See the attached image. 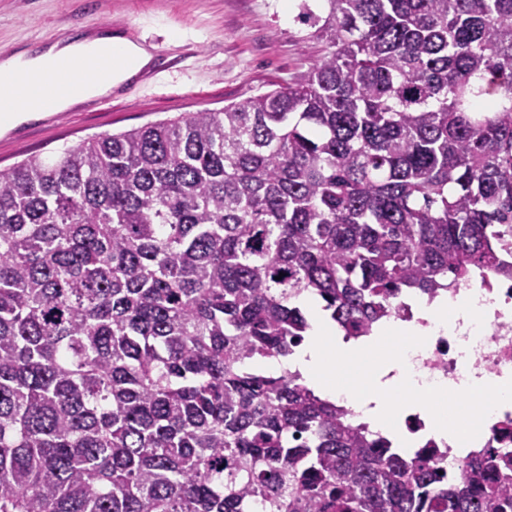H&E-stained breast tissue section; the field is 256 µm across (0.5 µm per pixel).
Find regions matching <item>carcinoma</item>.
<instances>
[{"mask_svg":"<svg viewBox=\"0 0 512 512\" xmlns=\"http://www.w3.org/2000/svg\"><path fill=\"white\" fill-rule=\"evenodd\" d=\"M299 82L0 171V512H512L260 360L512 280V0H327Z\"/></svg>","mask_w":512,"mask_h":512,"instance_id":"obj_1","label":"carcinoma"}]
</instances>
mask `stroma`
Instances as JSON below:
<instances>
[{
	"label": "stroma",
	"mask_w": 512,
	"mask_h": 512,
	"mask_svg": "<svg viewBox=\"0 0 512 512\" xmlns=\"http://www.w3.org/2000/svg\"><path fill=\"white\" fill-rule=\"evenodd\" d=\"M326 12L325 0H0V51L50 42L57 31L86 35L108 24L154 45L156 63L122 85L110 104L94 101L0 134V171L28 156L64 148L186 112L223 110L303 78L324 40L297 20L301 2Z\"/></svg>",
	"instance_id": "stroma-1"
}]
</instances>
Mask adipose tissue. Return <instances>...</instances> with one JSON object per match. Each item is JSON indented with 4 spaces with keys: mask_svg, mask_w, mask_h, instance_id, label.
<instances>
[{
    "mask_svg": "<svg viewBox=\"0 0 512 512\" xmlns=\"http://www.w3.org/2000/svg\"><path fill=\"white\" fill-rule=\"evenodd\" d=\"M91 57L103 60V76H86L83 65ZM153 61L150 45L109 33L23 49L1 58L0 99L11 101L13 107L0 114V134L43 113L66 112L109 96L113 88L151 68ZM32 73L44 75V82L30 83Z\"/></svg>",
    "mask_w": 512,
    "mask_h": 512,
    "instance_id": "ef3b65f1",
    "label": "adipose tissue"
}]
</instances>
